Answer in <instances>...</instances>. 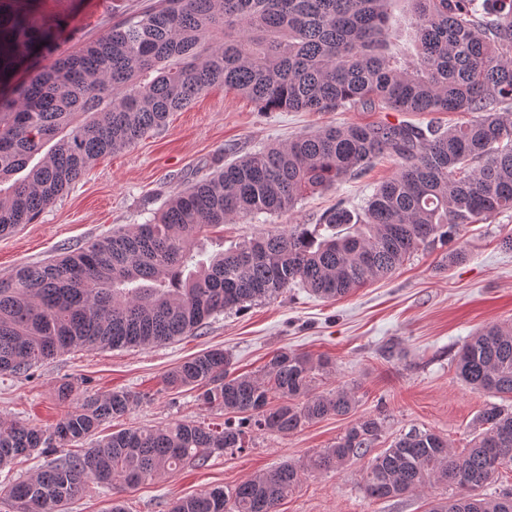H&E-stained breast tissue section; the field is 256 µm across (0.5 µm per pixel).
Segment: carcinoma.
<instances>
[{"label": "carcinoma", "instance_id": "cac0c4a2", "mask_svg": "<svg viewBox=\"0 0 512 512\" xmlns=\"http://www.w3.org/2000/svg\"><path fill=\"white\" fill-rule=\"evenodd\" d=\"M408 22L411 45L401 47ZM48 30L19 23L0 34V73L13 54L43 53ZM216 84L266 111L348 108L480 112L444 127L352 123L298 135L231 161L174 194L145 224L112 231L77 252L24 266L0 280V375L27 376L75 348L146 349L207 319L300 286L331 299L392 275L422 247L446 246L460 228L512 211V0H152L140 13L57 57L0 95V234L31 224L99 157L125 150ZM390 153L395 172L356 212L323 217L346 232L322 237L305 224L244 240L197 261L203 234L249 215L291 211ZM42 158L30 165L36 155ZM325 357L282 348L260 376L231 372L220 348L179 364L166 384L202 390L222 423L127 428L73 448L141 396L85 398L46 429L0 420V468L32 452L49 457L34 476L0 485L15 512H67L88 482L124 489L217 452L249 447L253 433L290 434L345 416L354 392H314ZM466 386L512 396V326L488 324L462 346ZM461 452L412 429L373 458L365 493L398 498L431 484L454 488L432 512H512V488L478 490L512 469V410L488 404ZM383 433L362 417L300 466L286 461L230 491L180 498L168 512H279L305 470L337 472ZM72 451L58 457L56 449Z\"/></svg>", "mask_w": 512, "mask_h": 512}]
</instances>
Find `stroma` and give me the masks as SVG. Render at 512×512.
I'll return each mask as SVG.
<instances>
[{
  "label": "stroma",
  "mask_w": 512,
  "mask_h": 512,
  "mask_svg": "<svg viewBox=\"0 0 512 512\" xmlns=\"http://www.w3.org/2000/svg\"><path fill=\"white\" fill-rule=\"evenodd\" d=\"M149 0H30V17L51 25L57 53L93 41L114 22L141 12ZM408 121L426 124L418 112H266L235 90L215 85L190 105L171 113L164 127L131 148L99 158L31 224L0 235V280L22 266L61 250L79 251L113 228L142 224L179 189L261 147L328 126ZM397 159L384 155L360 173L303 197L284 214H259L226 224L211 234L207 250L245 237L287 230L292 224H318L344 202L361 209L377 185L392 175ZM512 212L465 225L457 243L465 258L446 263L444 247L418 250L390 277L368 282L327 301L299 287L278 298L224 311L196 334L146 349H75L34 367L29 376L0 375V419L37 428L55 424L83 397L115 390L139 393L129 414L108 421L103 434L123 428L161 427L174 421L214 419L197 390L167 387V374L185 359L211 348L232 357L237 373L261 370L270 355L289 348L324 356L331 372L316 379L327 392L355 387L356 404L342 417L330 416L283 435L254 434L246 451L213 456L207 466L177 471L125 489L129 512H166L172 501L233 488L283 461L305 463L332 446L359 418L384 421L379 441L365 456L334 473L305 472L280 512H426L431 500L447 496L433 485L399 498L373 500L363 490V474L400 434L431 430L454 449L465 448L488 394L457 378L455 358L472 334L489 323H512Z\"/></svg>",
  "instance_id": "35a3bbf8"
}]
</instances>
